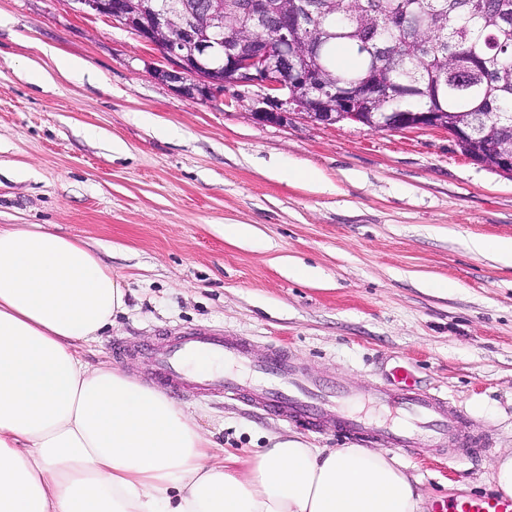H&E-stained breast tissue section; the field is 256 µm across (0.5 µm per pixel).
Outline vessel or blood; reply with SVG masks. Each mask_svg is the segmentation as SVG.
<instances>
[{"label": "vessel or blood", "mask_w": 512, "mask_h": 512, "mask_svg": "<svg viewBox=\"0 0 512 512\" xmlns=\"http://www.w3.org/2000/svg\"><path fill=\"white\" fill-rule=\"evenodd\" d=\"M149 350L154 378L163 387L194 396L221 394L288 417L314 432L332 428L348 436L382 438L395 448H422L449 438L469 454L490 446L488 437L470 431L460 410L450 409L446 398L419 389L411 373L402 368L396 370L388 385L368 395V403L381 414L380 420L373 421L365 414L351 412L358 392L308 378L281 348L253 361L244 337L189 334L161 337L150 344ZM199 352L228 360H249L252 372L266 377L267 382L255 386L229 371L187 370L186 359ZM433 512H512V498L469 497L449 507L435 504Z\"/></svg>", "instance_id": "vessel-or-blood-1"}]
</instances>
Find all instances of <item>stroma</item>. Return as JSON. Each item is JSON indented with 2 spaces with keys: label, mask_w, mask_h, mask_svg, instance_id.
Returning a JSON list of instances; mask_svg holds the SVG:
<instances>
[{
  "label": "stroma",
  "mask_w": 512,
  "mask_h": 512,
  "mask_svg": "<svg viewBox=\"0 0 512 512\" xmlns=\"http://www.w3.org/2000/svg\"><path fill=\"white\" fill-rule=\"evenodd\" d=\"M51 48L84 60L91 78L38 86ZM159 63L131 31L76 16L69 0H0V225L80 237L129 288L88 361L150 386L149 341L196 333L246 337L256 358L287 347L304 375L363 391L405 368L494 441L474 456L450 443L398 453L422 512L489 495V462L512 450V267L470 241L512 238V177L443 131L257 123L251 97L184 98L150 77ZM284 164L321 173L330 190L273 177ZM225 224L252 225L254 237H224ZM300 265L319 280L295 278ZM176 402L244 460L270 434L345 444L221 396Z\"/></svg>",
  "instance_id": "35a3bbf8"
}]
</instances>
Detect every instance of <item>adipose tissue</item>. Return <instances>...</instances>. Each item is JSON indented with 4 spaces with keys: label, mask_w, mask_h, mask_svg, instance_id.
Returning a JSON list of instances; mask_svg holds the SVG:
<instances>
[{
    "label": "adipose tissue",
    "mask_w": 512,
    "mask_h": 512,
    "mask_svg": "<svg viewBox=\"0 0 512 512\" xmlns=\"http://www.w3.org/2000/svg\"><path fill=\"white\" fill-rule=\"evenodd\" d=\"M126 296L77 237L0 227V512H421L387 451L273 436L215 459L166 394L88 362Z\"/></svg>",
    "instance_id": "adipose-tissue-1"
}]
</instances>
